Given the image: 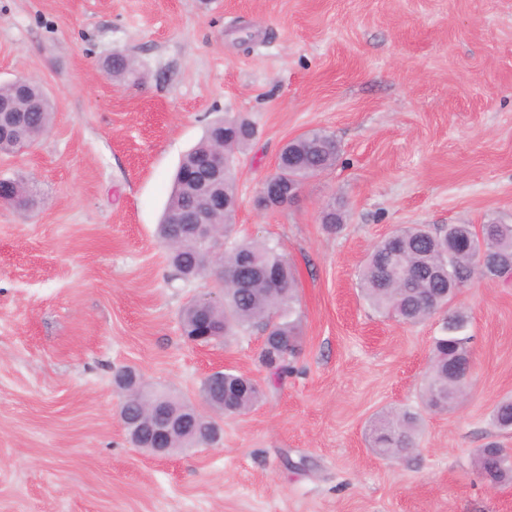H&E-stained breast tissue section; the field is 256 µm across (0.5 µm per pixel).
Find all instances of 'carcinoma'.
I'll return each instance as SVG.
<instances>
[{
	"mask_svg": "<svg viewBox=\"0 0 512 512\" xmlns=\"http://www.w3.org/2000/svg\"><path fill=\"white\" fill-rule=\"evenodd\" d=\"M104 70L122 82L134 77L129 57L114 53L102 63ZM35 99L39 108L26 113L20 135L15 140L0 142V153H13L36 142L50 129L54 106L48 95L35 82L20 92L12 83L0 84V102L25 109L27 100ZM230 134L232 153L245 149L254 136L245 120L224 118L207 128L200 142L181 159L173 180L167 205L157 227L159 239L168 248V258L186 280L200 275L201 262L215 260L220 274L216 288L224 291V307L210 309L216 323H224V335L235 336L255 327L271 330L262 350V360L277 377L287 375L290 359L300 347V325L291 318L296 300V279L291 265L278 249L265 241L233 237L236 211L234 162L224 169L219 182L217 208L210 211L214 236L200 240L179 230L174 219L193 212L201 204L199 193L189 180L196 172V160L211 151L216 137ZM340 148L332 136L322 130H311L287 143L280 155L283 180L302 186L315 173H322L336 163ZM472 239L484 240L501 259H512V224L492 222L475 228L472 224H448L431 228L414 225L397 231L393 237L378 242L358 275V286L364 301L376 312L403 323H416L446 309L448 317L441 334L434 339L433 360L426 377L424 403L435 411L457 403L455 391L468 388L465 366L471 357L473 336L469 333L466 313L451 301L453 289L467 283L474 275L502 279L512 275V268L484 270L474 254L453 249L449 243ZM261 390L249 377L236 372L224 373V399L247 410L259 402ZM493 420L498 428L512 430V399L498 402ZM210 417L192 426L176 439V447L189 448L209 443ZM420 416L403 410L377 420L370 432V446L384 457H396L414 447L420 430ZM474 463L482 477L497 484L512 477V450L492 442L474 455Z\"/></svg>",
	"mask_w": 512,
	"mask_h": 512,
	"instance_id": "cac0c4a2",
	"label": "carcinoma"
}]
</instances>
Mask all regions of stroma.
<instances>
[{"mask_svg": "<svg viewBox=\"0 0 512 512\" xmlns=\"http://www.w3.org/2000/svg\"><path fill=\"white\" fill-rule=\"evenodd\" d=\"M129 55L138 81L101 69ZM54 103L48 133L0 154V178L43 204L0 202V512H512L476 449L512 448V277L473 278L468 396L426 410L441 315L403 324L362 300L374 245L411 224H512V0H0V82ZM256 128L237 153V236L278 243L298 279L301 350L274 379L250 328L200 347L180 311L214 281L179 277L156 235L183 155L207 124ZM333 135V168L290 206L254 199L282 146ZM342 202L340 228L323 224ZM202 406L215 368L257 381L219 439L155 457L119 417V368ZM421 415L391 459L368 442L384 413Z\"/></svg>", "mask_w": 512, "mask_h": 512, "instance_id": "1", "label": "stroma"}]
</instances>
